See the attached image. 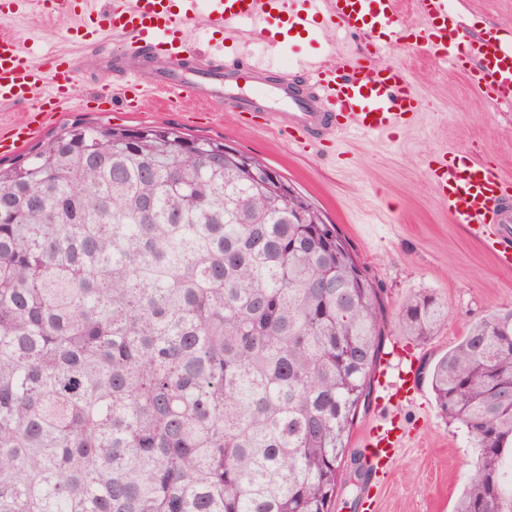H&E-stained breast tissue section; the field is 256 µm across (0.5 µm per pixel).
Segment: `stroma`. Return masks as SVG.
Here are the masks:
<instances>
[{
	"mask_svg": "<svg viewBox=\"0 0 512 512\" xmlns=\"http://www.w3.org/2000/svg\"><path fill=\"white\" fill-rule=\"evenodd\" d=\"M462 12L466 35L492 25L512 37V0H465ZM71 22L70 16L47 13L32 0L25 14L0 17V28L29 47L31 62H39L47 52L72 58L79 65L81 94L111 88L119 82L123 64L137 69L143 82L152 81L150 58L127 54L121 36L107 32L86 44L65 41L62 32ZM249 41L254 57L278 72L289 68L296 56L320 50L316 40H287L276 49L261 35L250 36ZM88 52L95 61L90 69L83 65ZM384 58L410 71L420 96L416 120L392 138L343 135L328 151L314 148L303 153L281 133L241 121L227 109L197 111L187 96L169 112L152 103L137 113L93 104L60 112L45 122L37 139L45 141L76 121L131 128L172 126L188 137L217 139L262 158L337 224L383 290L385 352L398 343L407 346L415 367L425 373L477 318L512 308V269L503 268L479 240L451 222L427 164L443 148L463 155L479 152L493 168L512 175V107L487 103L463 71L414 41L393 46ZM420 293L434 294L448 308L445 324L424 340L404 335L396 319ZM418 389L409 403L394 392L375 390L370 407L352 429L350 457L363 459V434L391 415L397 416L411 443L398 454L370 506H354L353 493L343 489L332 512H454L475 451L442 417L427 382H420Z\"/></svg>",
	"mask_w": 512,
	"mask_h": 512,
	"instance_id": "stroma-1",
	"label": "stroma"
}]
</instances>
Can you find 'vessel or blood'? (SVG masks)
I'll list each match as a JSON object with an SVG mask.
<instances>
[{"mask_svg": "<svg viewBox=\"0 0 512 512\" xmlns=\"http://www.w3.org/2000/svg\"><path fill=\"white\" fill-rule=\"evenodd\" d=\"M401 0H108L96 13L99 30L129 37L152 58L156 73L145 87L136 72L125 70L112 95L130 112L143 109L149 91L165 96L175 106L182 94H191L202 110L218 100L231 111L260 116L264 127L286 131L301 151L334 143L338 134L393 135L406 128L419 109V93L406 68L381 60L385 48L415 39L438 59L463 67L470 83L489 94L493 105L512 101V45L496 31L464 40L460 9L448 0H415L422 19L415 30L399 21ZM203 21L207 41L192 42L187 32ZM341 28L358 34L367 52L337 55L335 42L322 53L295 59L305 83L268 81L267 68L248 66L245 81L225 75L227 49L247 55L238 35L248 30L269 37L301 38ZM76 65L64 54H44L39 64L26 58L14 36L0 32V104L15 105L34 99L51 100L52 110L83 108L75 91ZM41 121L12 125L0 133V153H11L33 138ZM432 183L448 205L453 222L464 225L481 240L502 267L512 268V176L491 169L481 157L460 156L445 150L429 162ZM398 392L411 401L417 389L412 364L398 368ZM368 482L362 499L377 490L387 463L404 446L397 421L371 428L365 436Z\"/></svg>", "mask_w": 512, "mask_h": 512, "instance_id": "b4317fda", "label": "vessel or blood"}]
</instances>
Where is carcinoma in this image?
<instances>
[{
	"label": "carcinoma",
	"instance_id": "1",
	"mask_svg": "<svg viewBox=\"0 0 512 512\" xmlns=\"http://www.w3.org/2000/svg\"><path fill=\"white\" fill-rule=\"evenodd\" d=\"M268 170L89 123L0 166V512H330L354 485L382 289ZM447 319L431 293L397 316ZM428 383L478 452L454 512H512V309Z\"/></svg>",
	"mask_w": 512,
	"mask_h": 512
}]
</instances>
